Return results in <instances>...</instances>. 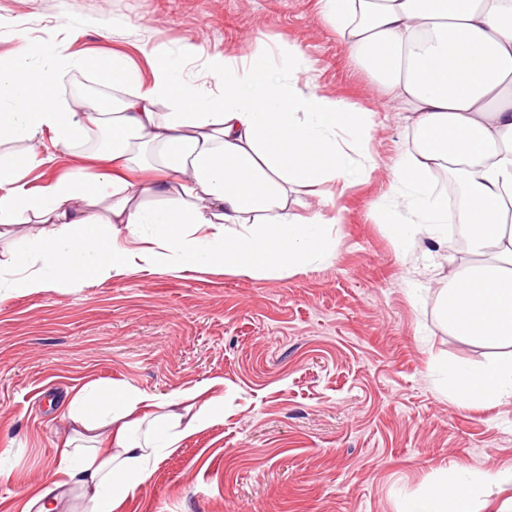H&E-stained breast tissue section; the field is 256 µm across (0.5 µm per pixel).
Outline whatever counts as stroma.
<instances>
[{"instance_id": "obj_1", "label": "stroma", "mask_w": 512, "mask_h": 512, "mask_svg": "<svg viewBox=\"0 0 512 512\" xmlns=\"http://www.w3.org/2000/svg\"><path fill=\"white\" fill-rule=\"evenodd\" d=\"M33 46L56 68L57 93L99 83L60 56L127 55L142 82L150 56L204 54L186 72L213 88L206 59L258 49L280 63L298 46L297 77L319 94L376 113L379 163L333 203L332 254L287 276L221 269L176 278L133 272L0 297V512H24L48 483L70 431L63 418L86 385L167 397L224 383V413L160 459L114 512H405L454 463L473 475L512 467V401L460 406L443 368L512 356L456 336L438 306L464 254L419 236L391 237L402 217L392 169L411 148L400 103L346 50L321 0H0V60ZM39 150L40 189L87 165V138Z\"/></svg>"}]
</instances>
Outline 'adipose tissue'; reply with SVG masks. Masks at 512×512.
Here are the masks:
<instances>
[{"label":"adipose tissue","mask_w":512,"mask_h":512,"mask_svg":"<svg viewBox=\"0 0 512 512\" xmlns=\"http://www.w3.org/2000/svg\"><path fill=\"white\" fill-rule=\"evenodd\" d=\"M362 68L405 105L417 133L393 172L408 213L393 223L399 247L420 234L442 236L450 219L463 224L470 260L444 289L440 309L460 337L490 348L512 346V0H322ZM432 35L418 46L420 32ZM31 46L0 65V140L62 143L107 123L112 142L94 166L32 192L26 171L36 153H0V238L13 236L0 259V288L34 294L76 280L119 276L145 264L174 277L219 266L252 276L290 274L327 256L334 241L323 215L288 209V187L321 193L351 183L376 166L368 147V112L301 88L299 49L284 47L281 66L261 52L215 55L208 69L218 92L183 76L166 59L144 84L125 57L84 58L114 91L111 112L99 100L58 104L52 70L31 68ZM167 104L164 112L156 104ZM434 170L458 175L463 195L456 215L427 179ZM20 224H40L34 237ZM54 232H47V225ZM157 227L155 247L130 249L120 233ZM448 389L464 406L512 400V359L483 369L446 365ZM211 384L175 393L183 418L139 390L113 385L79 391L66 415L73 434L58 451L49 486L31 499L54 512L65 493L82 491L87 512L114 508L147 482L158 457L177 452L209 426L224 404ZM147 417L144 439L129 431ZM512 480V469L472 480L464 464L429 487L409 512H473L484 485Z\"/></svg>","instance_id":"obj_1"}]
</instances>
